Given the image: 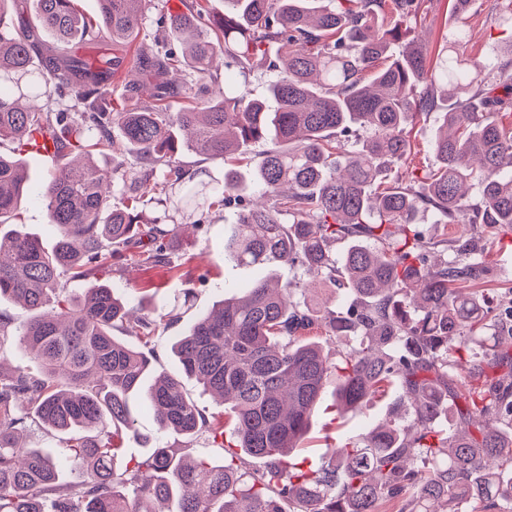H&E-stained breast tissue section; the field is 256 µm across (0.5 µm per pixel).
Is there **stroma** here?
<instances>
[{"instance_id": "1", "label": "stroma", "mask_w": 512, "mask_h": 512, "mask_svg": "<svg viewBox=\"0 0 512 512\" xmlns=\"http://www.w3.org/2000/svg\"><path fill=\"white\" fill-rule=\"evenodd\" d=\"M455 22L449 0H432L426 18L417 23L415 35L425 47L431 62L439 61ZM467 30L468 38L462 49L477 63L493 57L498 42L507 36L506 27L494 20L487 2L478 13L470 16ZM440 119L441 115L437 112L424 113L415 118L411 133L410 169L423 172L434 166L431 135ZM22 162L28 171L33 194L21 206V228L37 236L48 248L53 245L56 234L47 220L39 191L51 177L56 163L32 151L23 155ZM232 219L233 212L229 209L221 215L209 213L202 216L200 226L185 228L181 234L169 238L167 253L170 265L165 269L147 271L133 267L123 271L112 270L100 275L98 280H74L68 285L69 296L80 298L94 282L108 283L124 303L141 307L143 314L157 324L152 337L157 359L149 370L150 376L168 374L178 377L186 396L210 415L222 414L223 406L204 394L194 379L182 376L170 347L173 337L181 335L203 311L231 293L262 281L269 273L268 268L240 266L225 256L224 229ZM417 230L424 240H444L452 249L458 248L465 240L488 236L486 225L474 224L465 229L456 224H440L430 212L420 213ZM485 261L491 273L473 282L472 290L496 295L503 301L512 299V237L496 242ZM396 397V392H389L367 402L357 411L341 416L336 410V385L327 383L309 430L293 452L294 459L303 462L306 468H318L326 454L343 447L349 440L380 423ZM130 409L138 434L126 440L127 455H142L146 439L159 437L176 456L209 457L223 461V449L213 444L209 434L193 439L173 432L158 436L157 425L144 393L131 396Z\"/></svg>"}]
</instances>
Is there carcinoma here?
Wrapping results in <instances>:
<instances>
[{
  "label": "carcinoma",
  "mask_w": 512,
  "mask_h": 512,
  "mask_svg": "<svg viewBox=\"0 0 512 512\" xmlns=\"http://www.w3.org/2000/svg\"><path fill=\"white\" fill-rule=\"evenodd\" d=\"M147 0H97L94 15L76 0H32L35 20L5 22L0 0V227L16 214L28 183L16 151L54 144L65 169L44 185L54 247L16 230L0 235V300L31 315L22 343L32 366L0 368V512H379L401 499L408 512H512V355L488 334L494 299L467 291L489 275L472 242L448 259V242L411 230L420 210L440 224H485L512 234V37L479 66L459 51L479 0H454L458 20L447 55L429 64L409 23L428 0H226L219 18L206 0L161 14L152 44L138 49L141 79L109 95L123 58L89 60L68 46L111 40L131 45L146 22ZM492 10L512 29V0ZM55 44L41 47L38 27ZM224 56V77L277 72L262 97L230 86L169 111L193 94V81ZM445 101L432 147L437 165L412 170L404 187L378 185L405 165L416 115ZM118 126L133 161L107 173L93 152L112 151ZM258 197L244 200L233 169L213 186L188 176L187 148L228 160L257 142ZM121 203H112L114 193ZM163 218L144 222V198ZM235 208L224 254L239 265L297 267L312 288L355 296L345 312L302 308L290 281L255 283L224 299L174 338L182 373L218 396L236 447L261 469L206 459L174 460L158 444L140 460L122 444L137 434L128 398L142 389L154 358L152 322L128 323L129 310L104 283L76 303L67 282L135 260L169 264L166 236L198 213ZM349 242L336 254V244ZM139 331L136 348L113 330ZM355 336L332 362L303 335ZM339 413L370 396L401 389L386 421L338 448L317 470L293 462L329 381ZM158 431L218 436L217 428L161 375L146 390ZM456 404V429L434 424ZM410 406L411 420L398 408ZM39 423L62 434V458L16 442Z\"/></svg>",
  "instance_id": "cac0c4a2"
}]
</instances>
